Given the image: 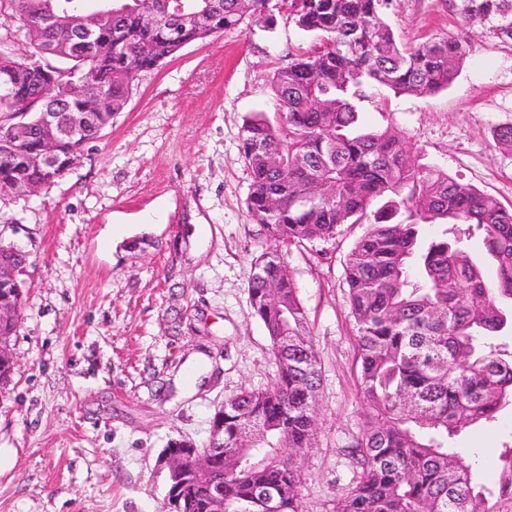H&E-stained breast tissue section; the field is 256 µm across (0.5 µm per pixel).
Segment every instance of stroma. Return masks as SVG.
I'll return each instance as SVG.
<instances>
[{
	"instance_id": "1",
	"label": "stroma",
	"mask_w": 512,
	"mask_h": 512,
	"mask_svg": "<svg viewBox=\"0 0 512 512\" xmlns=\"http://www.w3.org/2000/svg\"><path fill=\"white\" fill-rule=\"evenodd\" d=\"M386 20L415 46L454 30L445 0H393ZM448 89L378 90L365 129L391 126L425 162L512 207V43L470 30ZM315 33L287 9L269 24L187 45L142 73L122 112L50 187L0 198V241L28 255L25 304L11 341L17 365L0 387V512H161L170 439L204 444L215 411L272 380L269 340L248 299L252 259L269 242L247 209L243 120H277L270 78ZM361 224L291 247L288 265L319 358V430L299 459L305 512H332L359 478L348 450L365 407L345 266ZM186 308L195 331L173 334ZM481 484L496 488L512 448V405L451 439Z\"/></svg>"
}]
</instances>
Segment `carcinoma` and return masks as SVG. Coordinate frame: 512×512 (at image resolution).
<instances>
[{"instance_id":"cac0c4a2","label":"carcinoma","mask_w":512,"mask_h":512,"mask_svg":"<svg viewBox=\"0 0 512 512\" xmlns=\"http://www.w3.org/2000/svg\"><path fill=\"white\" fill-rule=\"evenodd\" d=\"M86 0H0V194L26 180L51 185L37 162L40 112L81 111L67 86L50 85L40 70L23 64L13 43L54 10L64 22L42 32L40 49L64 62L62 74L112 96L121 111L142 72L177 55L174 20L147 23L150 15L206 7L209 31L189 24L183 43L226 29L272 19L268 0H117L121 12L99 38L76 46L77 25L91 14ZM298 27L321 36L320 48L295 58L270 81L279 121L252 113L243 123L241 151L250 173L247 206L261 235L280 252L253 257L250 307L269 339L276 367L270 386L225 400L213 422H224V512H304L298 456L315 439L314 406L320 389L318 355L307 312L288 270V249L327 241L343 224H366L345 269L351 315L357 326L359 390L366 413L354 445L360 476L334 512H497L489 498L512 503V448L497 492L477 480L472 465L449 440L462 429L495 418L512 402V352L494 342L512 312V209L492 195L420 163L391 127H359L361 104L375 91L430 95L448 88L468 54L469 26L512 41V0H454L456 30L410 49L400 47L385 16L393 0H288ZM123 49L110 50L111 33ZM134 57L139 71L128 70ZM32 100L39 101L35 107ZM25 112L21 134L11 119ZM98 138L90 125L66 148L70 161ZM440 234L422 237L425 224ZM479 237L498 275L487 282L468 242ZM28 256L0 242V273L26 267ZM14 306V321L0 323V383L11 380V339L24 293L0 283V304ZM212 475L193 473L181 492L190 512H209Z\"/></svg>"}]
</instances>
